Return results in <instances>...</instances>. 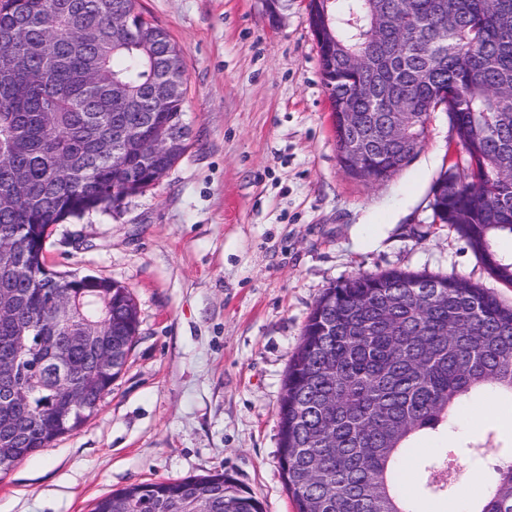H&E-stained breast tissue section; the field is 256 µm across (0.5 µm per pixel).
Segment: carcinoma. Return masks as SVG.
Here are the masks:
<instances>
[{"instance_id": "1", "label": "carcinoma", "mask_w": 512, "mask_h": 512, "mask_svg": "<svg viewBox=\"0 0 512 512\" xmlns=\"http://www.w3.org/2000/svg\"><path fill=\"white\" fill-rule=\"evenodd\" d=\"M336 47L363 58L351 81L337 58L319 51L331 107L356 99L357 122L332 112L336 142L366 141V160L397 174L415 156L382 132L391 112L410 101L415 131L435 106L455 116L463 150L454 182L443 171L433 211L456 229L489 273L512 287V0H326ZM384 14L393 22L374 30ZM22 65L0 82V245L16 254L0 269V358H20V394L0 406V474L77 430L112 390L139 330L130 290L100 278L74 288L55 272L34 278L51 228L108 209L152 185L143 158L112 141V123L140 129L159 142L184 119L185 94L164 112L147 91L167 60L184 72L168 32L137 9V0H0V53ZM371 95L360 93L362 86ZM69 307L66 322L51 316ZM110 328L122 359L97 369L93 353L64 337ZM63 358L69 374L56 373ZM86 386L71 406L69 388ZM481 392L512 403V305L458 277L398 269L359 273L315 302L291 355L278 416V463L296 512H412L399 459L422 434L448 426L453 413ZM491 435L454 454L482 467L491 490L467 512H512V464L491 461ZM425 487L444 497L473 476L443 453ZM263 512L228 473L131 484L95 501L91 512Z\"/></svg>"}]
</instances>
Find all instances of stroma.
I'll use <instances>...</instances> for the list:
<instances>
[{
    "label": "stroma",
    "mask_w": 512,
    "mask_h": 512,
    "mask_svg": "<svg viewBox=\"0 0 512 512\" xmlns=\"http://www.w3.org/2000/svg\"><path fill=\"white\" fill-rule=\"evenodd\" d=\"M183 50L190 147L120 208L55 225L51 270L118 281L139 334L84 424L0 475V512H90L133 483L231 474L263 512H295L278 464L288 359L315 302L358 273L463 277L512 303L457 232L436 223L433 186L459 160L447 113L391 180L347 176L305 0L269 26L262 0H139ZM511 412L466 408L459 433L422 439L402 465L417 512H465L424 487L425 464L474 432L512 457Z\"/></svg>",
    "instance_id": "stroma-1"
}]
</instances>
